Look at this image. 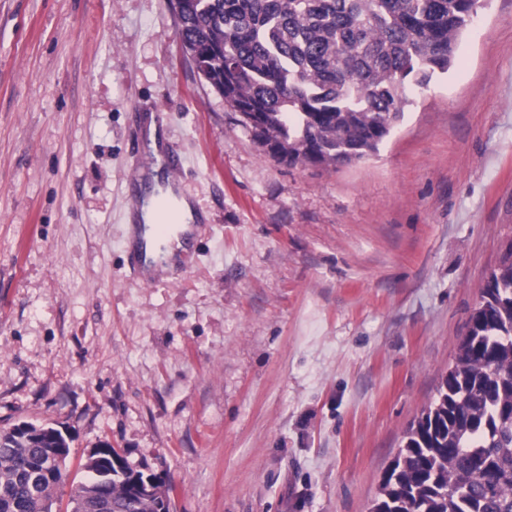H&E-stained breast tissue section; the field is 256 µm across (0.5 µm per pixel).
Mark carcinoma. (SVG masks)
<instances>
[{
    "label": "carcinoma",
    "mask_w": 512,
    "mask_h": 512,
    "mask_svg": "<svg viewBox=\"0 0 512 512\" xmlns=\"http://www.w3.org/2000/svg\"><path fill=\"white\" fill-rule=\"evenodd\" d=\"M477 0H177L198 73L247 117L270 157L350 165L402 121L407 87L452 67ZM69 444L53 427L0 431V512H52ZM71 512H170V491L91 453ZM370 512H512V241L490 272L456 363L406 433Z\"/></svg>",
    "instance_id": "1"
}]
</instances>
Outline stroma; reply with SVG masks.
I'll list each match as a JSON object with an SVG mask.
<instances>
[{
	"label": "stroma",
	"mask_w": 512,
	"mask_h": 512,
	"mask_svg": "<svg viewBox=\"0 0 512 512\" xmlns=\"http://www.w3.org/2000/svg\"><path fill=\"white\" fill-rule=\"evenodd\" d=\"M377 155L264 154L183 56L171 0H0V430L108 442L171 512H369L512 237V0ZM161 113L205 217L142 282L127 205Z\"/></svg>",
	"instance_id": "1"
}]
</instances>
